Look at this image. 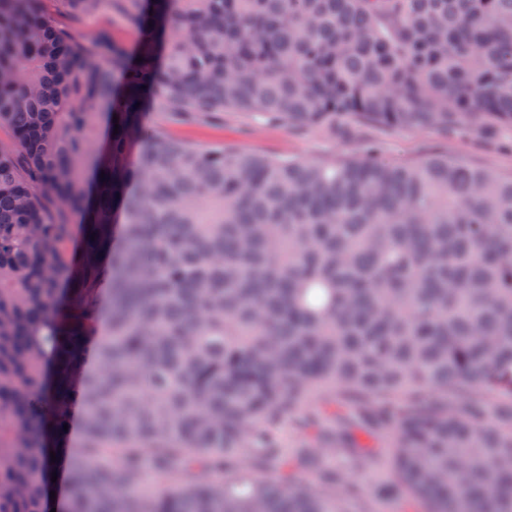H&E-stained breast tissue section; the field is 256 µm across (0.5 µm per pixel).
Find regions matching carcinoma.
Returning <instances> with one entry per match:
<instances>
[{"mask_svg": "<svg viewBox=\"0 0 512 512\" xmlns=\"http://www.w3.org/2000/svg\"><path fill=\"white\" fill-rule=\"evenodd\" d=\"M112 2L132 54L0 0V512H51L59 471L65 512H339L349 478L316 448L362 463L352 433L301 440L288 480L224 477L247 448L276 461L281 428L317 419L314 388L384 436L392 489L427 512H512V177L143 128L148 107L324 131L512 127V0ZM44 194L80 217L78 248ZM77 408L80 448L64 430ZM186 450L215 476L184 480Z\"/></svg>", "mask_w": 512, "mask_h": 512, "instance_id": "1", "label": "carcinoma"}]
</instances>
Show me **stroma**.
Wrapping results in <instances>:
<instances>
[{"instance_id":"stroma-1","label":"stroma","mask_w":512,"mask_h":512,"mask_svg":"<svg viewBox=\"0 0 512 512\" xmlns=\"http://www.w3.org/2000/svg\"><path fill=\"white\" fill-rule=\"evenodd\" d=\"M43 13L58 25L70 28L81 38L91 40L107 34L113 40L135 49L136 34L110 7L104 6L89 16L73 18L64 0H36ZM144 125L149 134L163 135L199 149L226 145L254 154H278L307 161L340 157H359L369 144H377L387 155L404 162H415L432 154H445L460 162L484 166L498 173L512 175V130L500 129L496 135L471 133L444 135L431 130L397 131L385 127L354 128L331 134L322 130L294 131L265 123L245 112L198 118L174 123L158 112L146 111ZM385 449H378L376 459L367 467L357 468L344 452H337L336 463L351 476L359 494L345 498L347 512H422L421 502L410 495L388 494L380 482Z\"/></svg>"}]
</instances>
